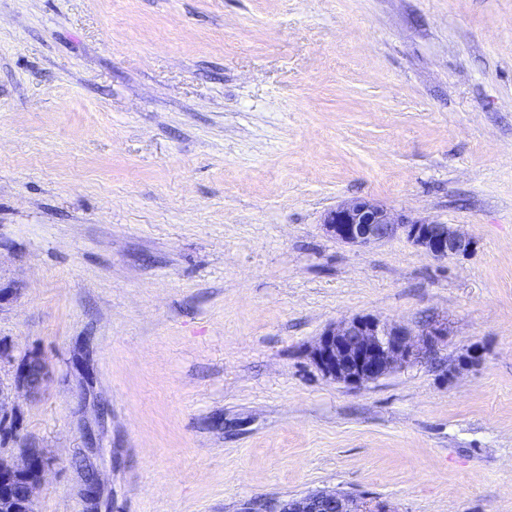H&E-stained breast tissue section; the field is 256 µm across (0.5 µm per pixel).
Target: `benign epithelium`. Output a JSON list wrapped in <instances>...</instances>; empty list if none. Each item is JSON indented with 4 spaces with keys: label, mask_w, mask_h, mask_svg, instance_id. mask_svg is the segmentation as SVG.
<instances>
[{
    "label": "benign epithelium",
    "mask_w": 512,
    "mask_h": 512,
    "mask_svg": "<svg viewBox=\"0 0 512 512\" xmlns=\"http://www.w3.org/2000/svg\"><path fill=\"white\" fill-rule=\"evenodd\" d=\"M336 240L358 247L381 244L404 233L437 260L470 254L474 240L448 224L412 217L365 198L342 201L323 218ZM448 328L425 329L420 338L370 315H357L326 329L311 351L321 373L335 381L362 386L431 353ZM48 377L42 356L25 355L12 388L29 399L40 394ZM47 459L40 448H22L19 457L0 454V512H34V493L43 480ZM285 512H394L336 491L311 492L287 501Z\"/></svg>",
    "instance_id": "1"
}]
</instances>
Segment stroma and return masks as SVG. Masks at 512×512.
I'll return each mask as SVG.
<instances>
[{"label":"stroma","mask_w":512,"mask_h":512,"mask_svg":"<svg viewBox=\"0 0 512 512\" xmlns=\"http://www.w3.org/2000/svg\"><path fill=\"white\" fill-rule=\"evenodd\" d=\"M355 198L475 248L338 242ZM356 315L448 334L352 387ZM0 348L35 512H512V0H0ZM47 377L48 369L43 357L29 353L16 367L12 388L24 398H35L40 394ZM284 512H393L386 505L372 506L336 491L311 492L287 501Z\"/></svg>","instance_id":"obj_1"}]
</instances>
